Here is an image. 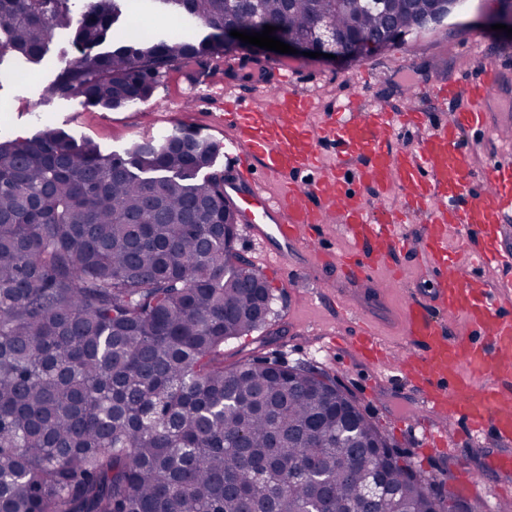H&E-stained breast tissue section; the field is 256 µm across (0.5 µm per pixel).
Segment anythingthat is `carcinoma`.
Returning a JSON list of instances; mask_svg holds the SVG:
<instances>
[{"mask_svg":"<svg viewBox=\"0 0 512 512\" xmlns=\"http://www.w3.org/2000/svg\"><path fill=\"white\" fill-rule=\"evenodd\" d=\"M432 0H0V57L41 62L68 31L80 57L53 97L118 108L150 99L168 71L211 73L238 54L249 80L269 59L188 32L264 29L306 42L320 17L389 51L419 33ZM162 18L122 35L124 15ZM104 51H95L103 44ZM217 145L176 129L104 154L51 125L0 141V512H455L321 368L254 358L224 343L266 323L268 280L241 260L236 207L213 169Z\"/></svg>","mask_w":512,"mask_h":512,"instance_id":"cac0c4a2","label":"carcinoma"}]
</instances>
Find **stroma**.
I'll return each instance as SVG.
<instances>
[{"label": "stroma", "instance_id": "35a3bbf8", "mask_svg": "<svg viewBox=\"0 0 512 512\" xmlns=\"http://www.w3.org/2000/svg\"><path fill=\"white\" fill-rule=\"evenodd\" d=\"M498 0H463L457 11L442 25L410 38L385 53L357 59L308 58L289 62L282 73L293 89L314 95L320 122L324 113L351 99L365 104L381 103L394 108L401 99L404 73H411L417 84L432 79L455 81L480 64L496 65L502 80L485 110L491 121L507 122V104L512 103V41L481 26V19L494 13ZM73 50L68 34L56 35L44 60L30 65L4 54L0 57V134L8 138H31L52 125L65 129L77 142H90L103 153L120 152L136 140L169 133L176 128L201 132L217 145L226 136L217 121L223 113L225 88L250 96L257 83L229 80L224 70L230 58H216L217 70L207 79L192 81L185 71L170 72L154 96L132 107L101 109L77 100L50 97L48 88L60 66L71 59ZM424 214L411 215L404 231L407 247L396 254L392 265L399 282L383 292L378 300L356 298L354 311L363 314L376 327L393 356L410 352L400 330V316L412 297L430 299L433 271L420 246ZM273 301L269 325L224 345V362L231 365L256 357L276 358L287 364L309 363L321 367L348 391L366 417L389 439L397 452L409 459L421 474L434 480L433 489L447 495L458 487L475 512H497L500 501H512V474L497 472L493 461L501 444L491 438H471L459 428L448 433L445 447L432 449L422 428L413 418L418 398L406 378L399 373L365 364L350 350L337 349L333 336L352 333L351 324L333 320L328 309L314 298L320 278L335 279L337 287L348 288L332 271L310 266L301 280L281 278L269 272ZM469 469L474 482L460 486L462 469Z\"/></svg>", "mask_w": 512, "mask_h": 512}]
</instances>
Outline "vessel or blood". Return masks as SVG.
<instances>
[{
  "label": "vessel or blood",
  "mask_w": 512,
  "mask_h": 512,
  "mask_svg": "<svg viewBox=\"0 0 512 512\" xmlns=\"http://www.w3.org/2000/svg\"><path fill=\"white\" fill-rule=\"evenodd\" d=\"M498 81V69L482 64L455 82L435 79L420 87V94L434 99L443 112L434 123L416 107L390 111L351 101L315 125L310 121L313 98L293 90L284 77L263 86L270 99L263 109L232 91L224 93L220 120L234 148L224 192L240 194L247 207L256 209L258 222L250 231L267 245L265 271L290 274L304 256L322 266H339L351 282H375V266L407 243L401 225L411 214L426 213L422 246L436 287L432 305L413 298L403 309L402 331L415 350L399 369L409 375L419 398L416 423L429 429L436 447L447 442L430 429L438 419L463 425L473 437L489 433L512 440V317L505 312L512 278L493 289L477 274L481 268H512V252L499 242L512 221V160L477 166L463 134L467 126L487 125L483 106ZM424 127L430 133L421 142H399L400 133ZM320 141L337 148L329 162H322L316 150ZM314 169L318 178L308 179ZM350 173L382 195L401 194L402 207L372 216L351 195ZM335 215L350 241L349 250L340 254L315 242L316 230ZM452 228L461 249L471 252L470 263L449 252ZM317 295L338 319H346L348 297L326 286ZM439 310L463 316L467 335L450 336L435 316ZM345 342L386 366L389 353L371 328ZM464 363L485 377L484 385L475 386L470 375L461 373Z\"/></svg>",
  "instance_id": "b4317fda"
}]
</instances>
